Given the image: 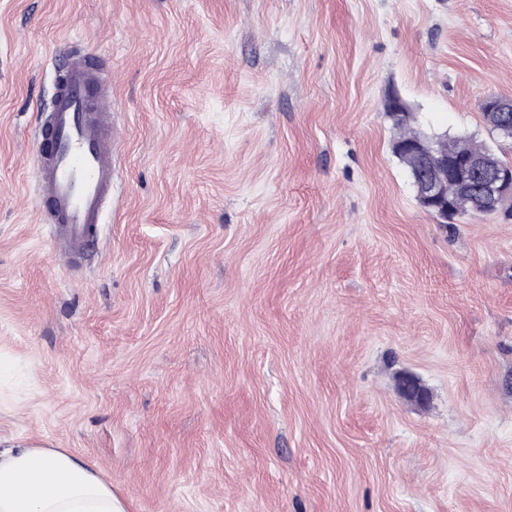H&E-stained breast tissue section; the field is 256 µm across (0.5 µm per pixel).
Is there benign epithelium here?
<instances>
[{
    "label": "benign epithelium",
    "mask_w": 512,
    "mask_h": 512,
    "mask_svg": "<svg viewBox=\"0 0 512 512\" xmlns=\"http://www.w3.org/2000/svg\"><path fill=\"white\" fill-rule=\"evenodd\" d=\"M485 111L512 112V98L491 95L485 101ZM399 150L413 160L409 174L422 208L432 212L440 224L448 223V215L453 213L448 200L450 182L466 194L479 189L478 203L484 207H495L505 200H512V167L503 168L489 157L450 158L444 155L435 171L429 172L427 160L433 153L430 141L403 142L399 144ZM397 389L405 399L418 405H425L429 400L428 391L411 374L398 378Z\"/></svg>",
    "instance_id": "obj_1"
}]
</instances>
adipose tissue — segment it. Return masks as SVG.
I'll return each mask as SVG.
<instances>
[{
	"label": "adipose tissue",
	"instance_id": "ef3b65f1",
	"mask_svg": "<svg viewBox=\"0 0 512 512\" xmlns=\"http://www.w3.org/2000/svg\"><path fill=\"white\" fill-rule=\"evenodd\" d=\"M0 512H130L102 472L65 448H0Z\"/></svg>",
	"mask_w": 512,
	"mask_h": 512
}]
</instances>
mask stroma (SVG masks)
<instances>
[{"label":"stroma","mask_w":512,"mask_h":512,"mask_svg":"<svg viewBox=\"0 0 512 512\" xmlns=\"http://www.w3.org/2000/svg\"><path fill=\"white\" fill-rule=\"evenodd\" d=\"M68 50L116 168L66 264L34 127ZM393 94L511 158L512 0H0V440L131 512H512V208L423 211ZM399 393L407 400L425 405L429 400L428 391L411 374H403L397 380Z\"/></svg>","instance_id":"1"}]
</instances>
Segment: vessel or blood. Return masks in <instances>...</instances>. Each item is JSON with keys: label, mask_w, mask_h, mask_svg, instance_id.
<instances>
[{"label": "vessel or blood", "mask_w": 512, "mask_h": 512, "mask_svg": "<svg viewBox=\"0 0 512 512\" xmlns=\"http://www.w3.org/2000/svg\"><path fill=\"white\" fill-rule=\"evenodd\" d=\"M41 214L73 255L98 241L112 196V96L94 57L73 53L38 138Z\"/></svg>", "instance_id": "vessel-or-blood-1"}]
</instances>
